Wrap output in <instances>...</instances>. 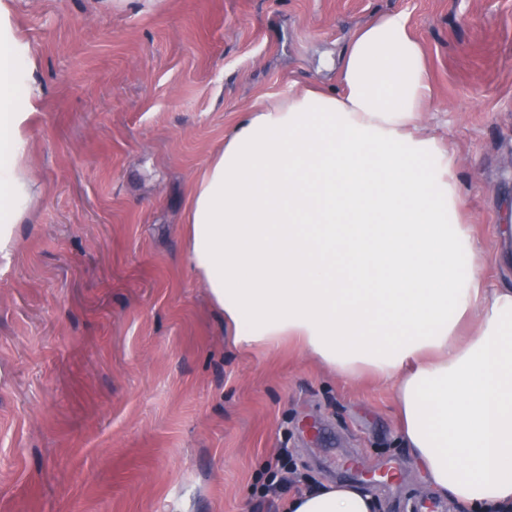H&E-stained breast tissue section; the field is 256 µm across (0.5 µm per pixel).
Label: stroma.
I'll return each instance as SVG.
<instances>
[{
    "instance_id": "35a3bbf8",
    "label": "stroma",
    "mask_w": 512,
    "mask_h": 512,
    "mask_svg": "<svg viewBox=\"0 0 512 512\" xmlns=\"http://www.w3.org/2000/svg\"><path fill=\"white\" fill-rule=\"evenodd\" d=\"M407 13L456 155L477 261L503 281L512 222V0H21L41 90L39 204L0 261V512H284L303 484L372 486L379 512L433 497L392 391L296 345L237 348L185 252L196 179L241 112L334 86L363 23ZM395 467L394 485L349 471Z\"/></svg>"
}]
</instances>
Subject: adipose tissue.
<instances>
[{
    "label": "adipose tissue",
    "mask_w": 512,
    "mask_h": 512,
    "mask_svg": "<svg viewBox=\"0 0 512 512\" xmlns=\"http://www.w3.org/2000/svg\"><path fill=\"white\" fill-rule=\"evenodd\" d=\"M0 0V259L36 202L25 132L35 55ZM340 86L242 112L188 202L186 254L233 342L295 343L344 378L391 386L397 433L465 512H512V286L475 264L452 150L418 123L432 97L409 18L348 42ZM288 512H377L325 484Z\"/></svg>",
    "instance_id": "ef3b65f1"
}]
</instances>
